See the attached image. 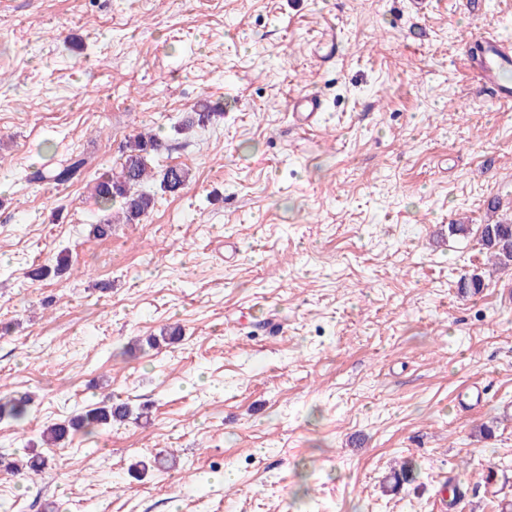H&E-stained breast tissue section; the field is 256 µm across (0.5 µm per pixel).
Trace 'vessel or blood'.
I'll use <instances>...</instances> for the list:
<instances>
[{
	"label": "vessel or blood",
	"instance_id": "b4317fda",
	"mask_svg": "<svg viewBox=\"0 0 512 512\" xmlns=\"http://www.w3.org/2000/svg\"><path fill=\"white\" fill-rule=\"evenodd\" d=\"M463 49L469 54V66L476 77L494 90L498 100L511 102L512 42L492 34L465 41ZM291 108L303 128L312 130L319 125L323 103L317 94L306 93L297 97Z\"/></svg>",
	"mask_w": 512,
	"mask_h": 512
}]
</instances>
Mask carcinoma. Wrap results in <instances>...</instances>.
<instances>
[{
    "instance_id": "obj_1",
    "label": "carcinoma",
    "mask_w": 512,
    "mask_h": 512,
    "mask_svg": "<svg viewBox=\"0 0 512 512\" xmlns=\"http://www.w3.org/2000/svg\"><path fill=\"white\" fill-rule=\"evenodd\" d=\"M223 116L217 108L207 102L199 104V109L189 113L181 125V130L191 131L216 117ZM164 148L161 139L146 133H138L130 138L124 147L122 162L117 172H106L94 179L93 194L102 212V216L93 227L97 237L108 234L116 219L124 224H138L149 215L155 206L154 195L143 190V184L155 178L164 192L174 193L187 184L189 169L185 167H167L156 175L149 162ZM85 161L74 159L48 175L57 183H73L83 180ZM120 204L117 213H111L114 204ZM480 245L489 254L491 261L503 268L512 267V220L483 224L480 227ZM69 270L68 259L57 257L56 264H44L29 272L34 281H43L51 276L59 277ZM35 405L30 394H0V420L24 427ZM133 415L127 403H114L106 397L83 412L61 422H55L41 431V438L47 445H61L78 433L89 435L96 429L123 423ZM3 462L17 474L29 479L45 468V460L38 456H21L14 460L3 458Z\"/></svg>"
}]
</instances>
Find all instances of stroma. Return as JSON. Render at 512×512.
I'll list each match as a JSON object with an SVG mask.
<instances>
[{"label":"stroma","mask_w":512,"mask_h":512,"mask_svg":"<svg viewBox=\"0 0 512 512\" xmlns=\"http://www.w3.org/2000/svg\"><path fill=\"white\" fill-rule=\"evenodd\" d=\"M492 28L512 40V0H0V391L37 404L0 449L49 456L34 489L0 467L12 512H436L452 474L455 512H501L512 274L477 228L512 213V101L462 54ZM203 101L223 117L180 132ZM140 131L191 170L141 223L96 237L84 182L32 178L116 168ZM60 254L70 274L27 278ZM106 394L142 417L47 452ZM292 115L296 117L300 125L307 129H315L321 119L323 111L322 99L315 93H306L291 103ZM85 161L83 159H73L67 165L50 172L48 176L39 174V178H48L57 183H73L82 181L84 178Z\"/></svg>","instance_id":"35a3bbf8"}]
</instances>
